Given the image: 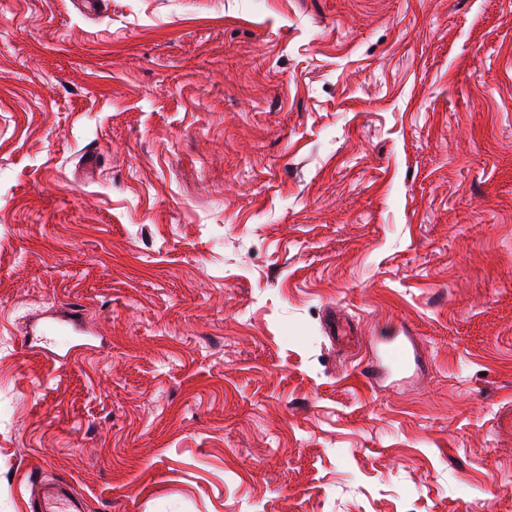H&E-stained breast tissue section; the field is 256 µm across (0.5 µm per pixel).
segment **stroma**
<instances>
[{
	"instance_id": "obj_1",
	"label": "stroma",
	"mask_w": 512,
	"mask_h": 512,
	"mask_svg": "<svg viewBox=\"0 0 512 512\" xmlns=\"http://www.w3.org/2000/svg\"><path fill=\"white\" fill-rule=\"evenodd\" d=\"M509 402L512 0H0V512H512ZM411 342L405 338H393L385 344L384 368L391 373L406 371L411 364ZM33 512H83L84 501L75 496L64 482L40 483L32 501Z\"/></svg>"
}]
</instances>
